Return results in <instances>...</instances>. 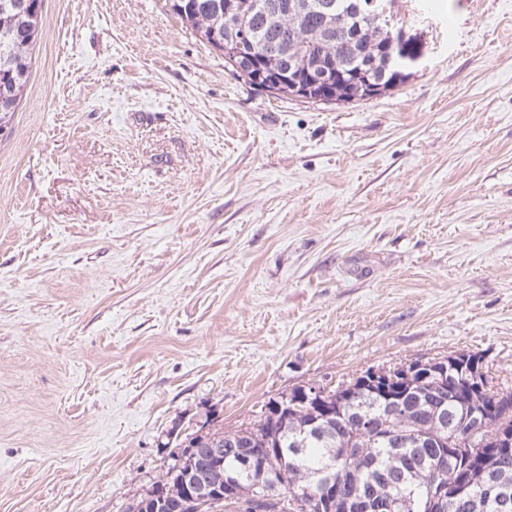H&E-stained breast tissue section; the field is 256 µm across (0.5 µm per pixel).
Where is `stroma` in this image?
<instances>
[{
    "label": "stroma",
    "mask_w": 512,
    "mask_h": 512,
    "mask_svg": "<svg viewBox=\"0 0 512 512\" xmlns=\"http://www.w3.org/2000/svg\"><path fill=\"white\" fill-rule=\"evenodd\" d=\"M367 100L258 91L165 0H43L0 136V512H126L207 421L483 355L512 388V0H401ZM415 40V36L411 34L405 25L398 28L392 35L390 47L393 53L399 55L404 61V69L411 71L422 61L424 52L408 54L405 52L406 46Z\"/></svg>",
    "instance_id": "35a3bbf8"
}]
</instances>
